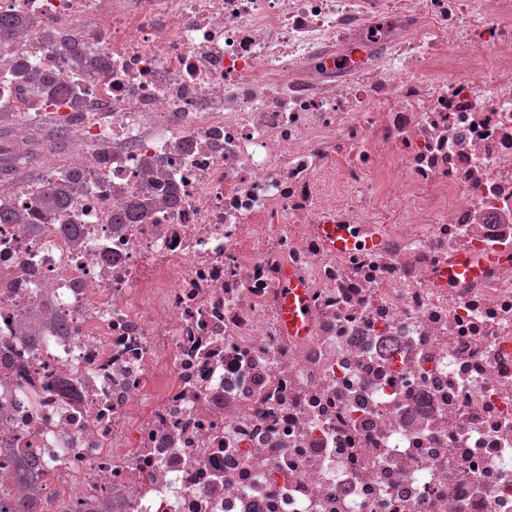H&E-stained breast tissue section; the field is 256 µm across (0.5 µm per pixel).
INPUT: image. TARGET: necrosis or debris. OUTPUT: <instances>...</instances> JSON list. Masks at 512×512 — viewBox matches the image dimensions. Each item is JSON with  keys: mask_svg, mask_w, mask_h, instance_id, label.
Returning a JSON list of instances; mask_svg holds the SVG:
<instances>
[{"mask_svg": "<svg viewBox=\"0 0 512 512\" xmlns=\"http://www.w3.org/2000/svg\"><path fill=\"white\" fill-rule=\"evenodd\" d=\"M0 15L112 59L76 75L40 31L0 44L84 90L75 113L0 86L56 114L81 177L52 223L0 224L10 504L512 512V0ZM133 194L143 222L111 223ZM284 317L292 329L301 328L304 324V314L302 304L298 294V289L294 285H288V296L284 309Z\"/></svg>", "mask_w": 512, "mask_h": 512, "instance_id": "obj_1", "label": "necrosis or debris"}]
</instances>
